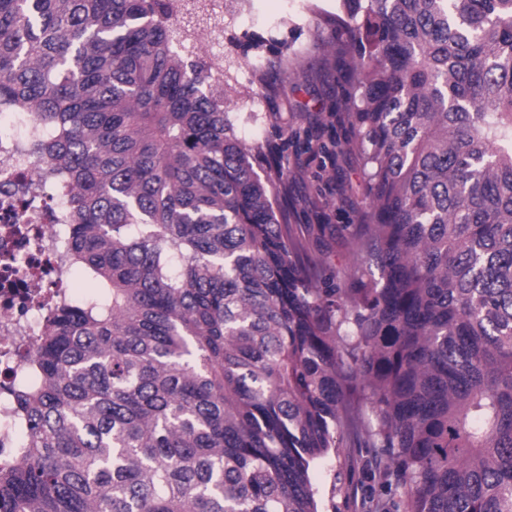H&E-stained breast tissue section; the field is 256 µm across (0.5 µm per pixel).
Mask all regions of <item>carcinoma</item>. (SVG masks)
<instances>
[{
	"mask_svg": "<svg viewBox=\"0 0 512 512\" xmlns=\"http://www.w3.org/2000/svg\"><path fill=\"white\" fill-rule=\"evenodd\" d=\"M368 176L317 280L168 0H0V113L71 184L0 512H318L334 434L382 512H512V0H338Z\"/></svg>",
	"mask_w": 512,
	"mask_h": 512,
	"instance_id": "obj_1",
	"label": "carcinoma"
}]
</instances>
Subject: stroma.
<instances>
[{
  "mask_svg": "<svg viewBox=\"0 0 512 512\" xmlns=\"http://www.w3.org/2000/svg\"><path fill=\"white\" fill-rule=\"evenodd\" d=\"M337 0H248L251 18L224 27L226 107L239 136L251 146L281 143L302 133L286 153L288 187L275 208L292 224L315 263L317 277L353 266L350 245L336 241L339 224L361 223L366 176L356 147L329 149L331 137H347L345 90L350 47L346 31L329 22ZM264 67L253 79L243 71ZM366 449L336 447L310 472L319 512H361L369 494Z\"/></svg>",
  "mask_w": 512,
  "mask_h": 512,
  "instance_id": "35a3bbf8",
  "label": "stroma"
}]
</instances>
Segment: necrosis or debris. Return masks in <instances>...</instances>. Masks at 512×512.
I'll use <instances>...</instances> for the list:
<instances>
[{
  "instance_id": "1",
  "label": "necrosis or debris",
  "mask_w": 512,
  "mask_h": 512,
  "mask_svg": "<svg viewBox=\"0 0 512 512\" xmlns=\"http://www.w3.org/2000/svg\"><path fill=\"white\" fill-rule=\"evenodd\" d=\"M240 2L172 0L170 23L184 33L179 51L223 63L224 24L242 19ZM42 133L34 113L0 115V463L12 460L27 433L14 390L29 378L43 321L53 304L72 294L68 191L29 151Z\"/></svg>"
}]
</instances>
